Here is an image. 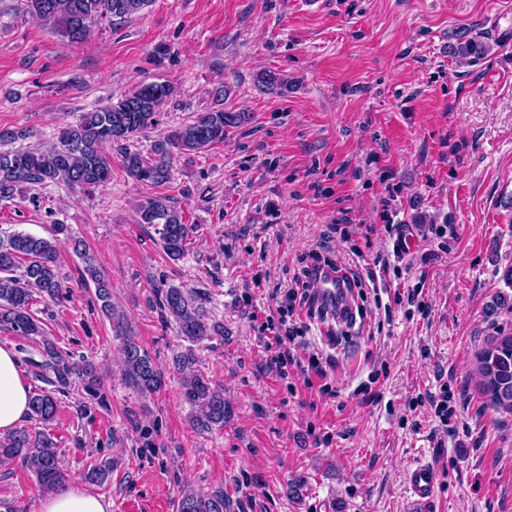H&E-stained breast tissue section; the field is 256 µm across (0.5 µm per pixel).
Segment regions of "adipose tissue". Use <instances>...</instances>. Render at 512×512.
Wrapping results in <instances>:
<instances>
[{"mask_svg":"<svg viewBox=\"0 0 512 512\" xmlns=\"http://www.w3.org/2000/svg\"><path fill=\"white\" fill-rule=\"evenodd\" d=\"M30 387L12 348L0 345V437L18 428L28 413ZM102 497L71 483L46 497L42 512H107Z\"/></svg>","mask_w":512,"mask_h":512,"instance_id":"adipose-tissue-1","label":"adipose tissue"}]
</instances>
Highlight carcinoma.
Here are the masks:
<instances>
[{
  "label": "carcinoma",
  "instance_id": "carcinoma-1",
  "mask_svg": "<svg viewBox=\"0 0 512 512\" xmlns=\"http://www.w3.org/2000/svg\"><path fill=\"white\" fill-rule=\"evenodd\" d=\"M150 0H21L22 10L31 18L52 26L60 38L80 44L91 28L102 20L125 19L139 14ZM490 51L486 42L462 31L449 53L460 63L470 64L485 58ZM257 83L269 90L287 88L280 74L265 70ZM173 94L165 82L143 83L132 93L107 105L84 113L76 123L59 130L58 141L48 150L19 148L0 152V201H10L26 184H65L93 190L107 185L112 167L106 149H123L124 168L129 177L141 183L162 185L170 179L173 150L199 152L224 143L229 130L247 122L243 112L209 108L155 141L152 155L125 148L139 134L158 125V114ZM139 223L156 226L168 257L179 260L187 250L194 225L185 223L182 211L167 197H154L138 207ZM14 233L0 239V326L21 336L42 337L45 361L41 367L57 388L79 380L84 388L97 386V368L88 359L71 361L49 340L30 314L34 295L60 302L67 289L58 269L59 239ZM73 249L84 262L83 280L92 282L100 310L112 320L116 336L123 340L125 376L142 395L160 392L165 373L147 350L126 333L124 317L112 303V289L101 274L95 259L76 241ZM162 305L178 324L192 346L176 353L172 364L179 377L185 400L196 409L195 424L201 431L224 428L226 404L224 388L199 368L194 346L219 333L221 326L209 322L196 297L178 287L162 292ZM480 389L488 405L503 413H512V335L502 332L487 339L476 354ZM58 403L51 391L31 393L29 418L47 424L58 414ZM20 461L35 475L47 491L61 488L65 481L56 443L45 435H32L18 429L0 438V462ZM112 473V465L101 462L87 472L92 483L102 484ZM224 494L185 490L178 500L177 512H225Z\"/></svg>",
  "mask_w": 512,
  "mask_h": 512
}]
</instances>
